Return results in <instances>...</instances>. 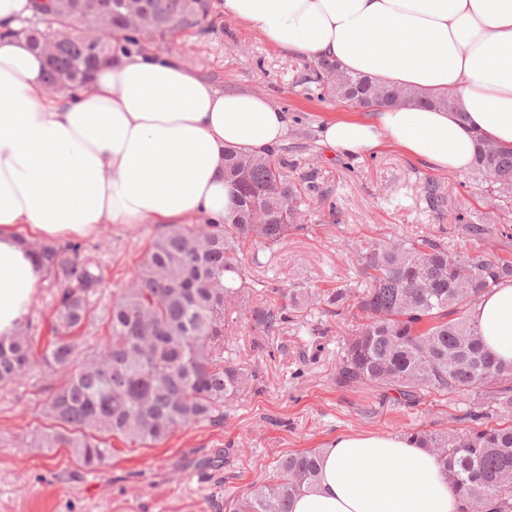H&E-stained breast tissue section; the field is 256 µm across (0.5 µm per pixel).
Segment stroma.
Segmentation results:
<instances>
[{"label":"stroma","instance_id":"obj_1","mask_svg":"<svg viewBox=\"0 0 512 512\" xmlns=\"http://www.w3.org/2000/svg\"><path fill=\"white\" fill-rule=\"evenodd\" d=\"M157 52L178 56L221 89L267 95L290 119L282 150L298 160L296 175L314 177L317 192L302 230L291 232L279 249H259L257 263L248 267L252 288L356 286L358 241H384L394 233L443 231L456 251L512 257V237L478 241L457 231L452 215L427 209L424 187L432 179L492 221L512 225V215H500L493 201L469 196L470 175L433 170L390 147L363 156L328 155L319 125L348 107L308 93L307 59L273 47L224 15L213 33L175 35ZM156 232L152 224H107L82 238L103 284L81 341L91 344L104 335L113 298L137 274ZM323 327L326 334L316 344L287 331L260 349L250 330L237 326L235 352L258 379L225 409L223 425L179 430L154 446L113 441L114 455L98 471L79 467L68 449L30 445L47 425L41 405L58 377L39 369L0 387V512H224L225 501L269 477L283 453L321 448L345 433L397 435L451 426L457 404L428 400L404 407L370 386L338 387L343 330L331 317Z\"/></svg>","mask_w":512,"mask_h":512}]
</instances>
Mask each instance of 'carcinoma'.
<instances>
[{"label": "carcinoma", "instance_id": "carcinoma-1", "mask_svg": "<svg viewBox=\"0 0 512 512\" xmlns=\"http://www.w3.org/2000/svg\"><path fill=\"white\" fill-rule=\"evenodd\" d=\"M35 0L34 12L17 34L46 60V82L66 92L90 80L101 60L143 50L179 30L215 27L212 0ZM149 13L153 23L135 29L127 16ZM308 82L324 98L368 112L392 105L394 87L315 60ZM408 104L453 111L444 96L426 98L402 89ZM288 156L224 155V182L234 206L224 223L205 221L158 226L139 273L112 301L108 335L95 349L75 332L88 321L89 299L101 288L95 265L79 243H36L46 275L58 290L50 334L21 331L0 338V386L44 367L64 377L44 402L47 430L37 448H66L86 469L112 457V438L156 445L181 428L224 424V407L254 375L231 351L233 314L248 316L254 335L300 328L317 310L348 323L349 338L336 361V385H370L396 393L407 407L427 393L463 405L448 431L418 429L407 437L436 457L460 505L458 512H512V362L484 347L468 310L503 278L512 260L461 256L436 235H395L385 243L359 245L354 288L322 291L270 288L271 300L247 282L243 247L251 241L272 251L288 240L311 186L290 177ZM472 194L512 213V151L479 140ZM425 201L434 212L455 213L461 230L477 239L498 231L473 209L461 208L438 183L427 182ZM240 284L227 285L229 275ZM319 449L281 455L272 479L252 484L226 503L228 512H291L296 493L318 476Z\"/></svg>", "mask_w": 512, "mask_h": 512}]
</instances>
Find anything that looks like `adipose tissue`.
Segmentation results:
<instances>
[{
    "instance_id": "1",
    "label": "adipose tissue",
    "mask_w": 512,
    "mask_h": 512,
    "mask_svg": "<svg viewBox=\"0 0 512 512\" xmlns=\"http://www.w3.org/2000/svg\"><path fill=\"white\" fill-rule=\"evenodd\" d=\"M269 44L380 83L448 95L457 109L399 105L324 120L320 142L350 155L388 145L435 170L472 169L477 138L512 149V0H223ZM91 91L52 95L45 59L0 40V337L13 336L45 277L33 242L104 224L223 220L224 153L280 146L288 115L227 92L178 58L100 64ZM28 228L23 243L19 228ZM486 349L512 361V278L468 311ZM292 512H458L435 457L404 435L343 434L319 454Z\"/></svg>"
}]
</instances>
